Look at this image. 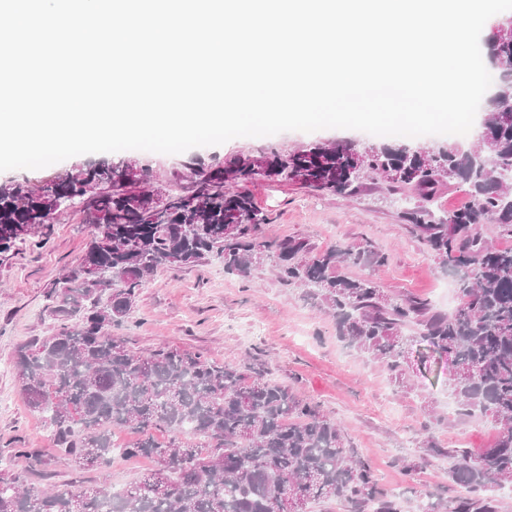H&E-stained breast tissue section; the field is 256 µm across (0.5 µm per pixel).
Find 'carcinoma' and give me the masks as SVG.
<instances>
[{
  "label": "carcinoma",
  "instance_id": "carcinoma-1",
  "mask_svg": "<svg viewBox=\"0 0 512 512\" xmlns=\"http://www.w3.org/2000/svg\"><path fill=\"white\" fill-rule=\"evenodd\" d=\"M501 71L498 97H512V32L486 42ZM479 151L512 170V109L493 105L470 149L384 143L361 153L348 140L317 142L291 153L239 154L222 163L196 159L188 186L158 207L145 186L149 168L103 160L33 186L0 182V253L38 234L61 207L79 206L93 227L78 266L53 284L59 322L51 336L17 347L16 381L30 411L47 417L52 438L79 469L112 463L114 433L139 438L120 449L150 467L117 491L97 486L26 487V471L0 473V512H307L309 502H340L348 512H402L340 423L320 405L268 377L258 364L226 365L176 344L136 352L112 327L128 318L146 278L165 265H191L216 253L224 271L248 277L272 264L277 278L305 290L330 312L336 338L382 363L405 382L408 346L422 343L454 366L449 392L460 418L489 416L498 425L487 448H442L453 498L429 496L419 512H500L490 487L512 483V248L482 235L485 224L512 239V198L494 175L473 165ZM258 176L352 196L369 181L408 189L428 202L453 183L470 202L435 217L403 213L415 236L454 277L456 311L424 299L386 295L369 277L343 272L350 263L379 265L367 244L316 252L296 237H267L269 218L246 190L224 191ZM170 439L158 441L156 434Z\"/></svg>",
  "mask_w": 512,
  "mask_h": 512
}]
</instances>
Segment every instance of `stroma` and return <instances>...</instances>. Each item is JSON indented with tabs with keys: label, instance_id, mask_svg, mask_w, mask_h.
Returning <instances> with one entry per match:
<instances>
[{
	"label": "stroma",
	"instance_id": "35a3bbf8",
	"mask_svg": "<svg viewBox=\"0 0 512 512\" xmlns=\"http://www.w3.org/2000/svg\"><path fill=\"white\" fill-rule=\"evenodd\" d=\"M336 139L361 148L382 142L362 131L322 129L235 138L180 154L126 150L122 156L147 165L152 185L178 193L195 158L256 155L271 147L290 152ZM249 190L270 218L267 234L303 238L317 251L336 244L372 245L386 253V264L352 266L350 276L372 278L388 295L414 296L438 311H455L448 301L451 276L401 218L403 211L421 203L416 196L393 194L376 183L343 198L263 177ZM92 233L78 209L71 208L43 225L35 237L0 254V471L28 469V485L36 490L64 483L117 490L149 466L146 459H127L116 452L111 467L75 468L55 451L49 428L28 410L14 377L16 348L55 332L58 322L51 313L49 290L76 266ZM112 333L135 351L177 344L227 364H263L270 378L287 383L343 424L359 454L373 464L381 485L399 498L402 512H418L421 499L442 494L448 483V462L428 454L427 435H434L444 448H484L497 433L489 418L461 420L449 412L448 360L424 357L422 348L412 347L410 358L419 369L410 381L396 383L378 362L338 341L333 316L307 301L302 288L279 282L269 265L246 279L225 274L223 259L215 255L193 265L161 268L144 283L129 321L113 327ZM428 401L444 416L430 429L423 414ZM16 448L38 449L41 464L28 467L25 460L14 458ZM412 461L421 467L409 477L403 465Z\"/></svg>",
	"mask_w": 512,
	"mask_h": 512
}]
</instances>
